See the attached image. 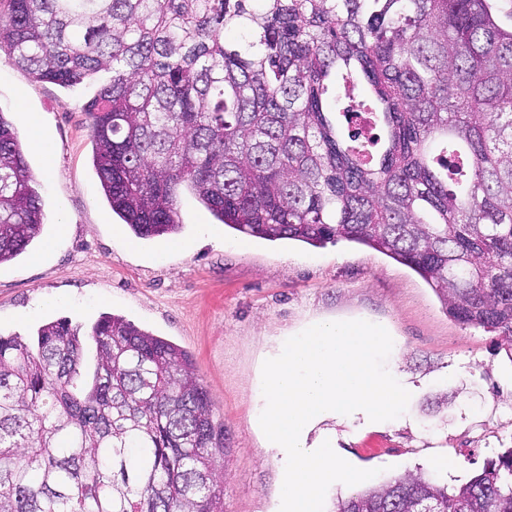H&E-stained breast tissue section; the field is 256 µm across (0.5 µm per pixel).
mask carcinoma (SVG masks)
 <instances>
[{
    "mask_svg": "<svg viewBox=\"0 0 512 512\" xmlns=\"http://www.w3.org/2000/svg\"><path fill=\"white\" fill-rule=\"evenodd\" d=\"M4 15L0 50L33 78L110 74L83 111L137 236L179 233L183 185L244 235L383 252L512 346V27L492 0H0ZM336 71L369 86L375 136L326 110ZM33 183L0 111V264L43 235ZM227 453L171 342L114 315L0 335V512H224ZM425 504L512 512V449L451 492L407 474L334 512Z\"/></svg>",
    "mask_w": 512,
    "mask_h": 512,
    "instance_id": "obj_1",
    "label": "carcinoma"
}]
</instances>
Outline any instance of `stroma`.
<instances>
[{
    "mask_svg": "<svg viewBox=\"0 0 512 512\" xmlns=\"http://www.w3.org/2000/svg\"><path fill=\"white\" fill-rule=\"evenodd\" d=\"M105 79L73 88L38 82L0 50V110L24 139L26 117L36 115L56 158L46 176L42 156L27 153L45 234L0 265V333L115 314L189 351L226 430L224 512H276L282 458L253 420L262 364L281 337L323 319L384 326L393 339L388 370L416 388L405 414L382 426L325 424L339 456L375 470L374 484L420 473L459 486L512 448V359L497 335L448 317L409 266L346 241L313 247L244 236L186 191L179 234L137 238L112 212L92 165L82 105ZM443 458L454 470L438 468Z\"/></svg>",
    "mask_w": 512,
    "mask_h": 512,
    "instance_id": "35a3bbf8",
    "label": "stroma"
}]
</instances>
